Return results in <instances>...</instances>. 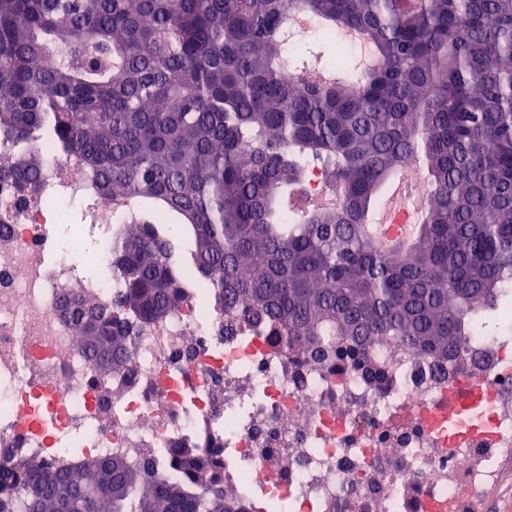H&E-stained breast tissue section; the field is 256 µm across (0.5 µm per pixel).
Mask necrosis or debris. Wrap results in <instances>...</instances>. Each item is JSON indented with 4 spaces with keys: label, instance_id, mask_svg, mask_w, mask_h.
<instances>
[{
    "label": "necrosis or debris",
    "instance_id": "necrosis-or-debris-1",
    "mask_svg": "<svg viewBox=\"0 0 512 512\" xmlns=\"http://www.w3.org/2000/svg\"><path fill=\"white\" fill-rule=\"evenodd\" d=\"M41 203L0 181V449L51 468L83 456L163 464L188 445L224 452V493L257 512H475L512 462V301L495 335L467 339L448 372L389 341L392 381L289 350L263 323L197 296L138 330L128 370L76 345L65 298L115 305L109 244L120 214L78 161L49 163ZM389 224L413 223L429 186L403 171ZM85 221L61 241V205Z\"/></svg>",
    "mask_w": 512,
    "mask_h": 512
}]
</instances>
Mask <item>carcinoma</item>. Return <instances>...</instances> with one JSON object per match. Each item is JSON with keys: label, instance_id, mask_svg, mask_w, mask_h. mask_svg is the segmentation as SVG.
<instances>
[{"label": "carcinoma", "instance_id": "cac0c4a2", "mask_svg": "<svg viewBox=\"0 0 512 512\" xmlns=\"http://www.w3.org/2000/svg\"><path fill=\"white\" fill-rule=\"evenodd\" d=\"M303 14L354 30L377 66L314 77L289 50ZM54 58L50 68L42 66ZM0 180L40 193L49 154L75 156L117 204L125 294L72 302L77 344L128 368L131 336L185 297L171 227L186 224L199 292L280 327L289 348L375 384L389 340L466 367L467 336L501 324L512 280V0H0ZM333 206L301 201L304 162ZM430 192L412 239L364 226L410 164ZM17 512H242L216 453L181 447L153 479L119 457L54 470L0 458Z\"/></svg>", "mask_w": 512, "mask_h": 512}]
</instances>
